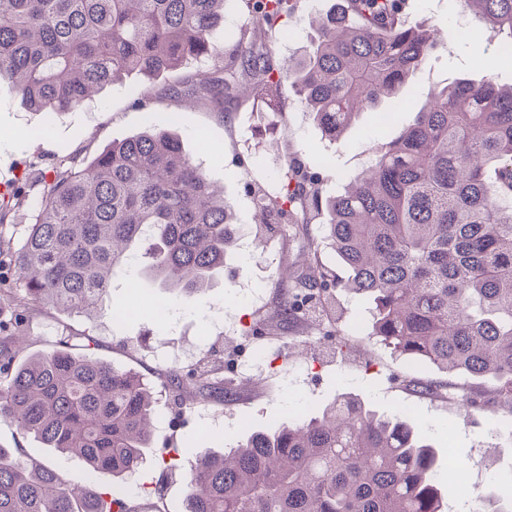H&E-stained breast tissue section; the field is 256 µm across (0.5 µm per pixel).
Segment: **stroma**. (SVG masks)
Here are the masks:
<instances>
[{
  "label": "stroma",
  "mask_w": 512,
  "mask_h": 512,
  "mask_svg": "<svg viewBox=\"0 0 512 512\" xmlns=\"http://www.w3.org/2000/svg\"><path fill=\"white\" fill-rule=\"evenodd\" d=\"M312 4L283 16L281 30L269 39L275 58L299 56L314 34ZM460 0H406L409 18H427L445 31H454L461 14ZM493 75L501 85H512V57L504 58L486 38H452L418 70L402 99L386 102L393 118L380 125L376 113L359 114L343 141L326 139L313 115L297 101L290 85H283L285 110L258 112L251 104L235 111L184 109L164 97L167 84L184 77L176 70L147 81L131 75L103 89L94 99L62 114L26 110L9 83H0V185L28 187L30 199L40 192L35 179L57 159L74 156L91 160L112 142L165 123L177 134L185 152L209 178L224 187V200L239 228L222 270L209 288L197 295L172 298L143 274L116 269L112 286L94 316L64 313L46 307L33 312L28 326L27 353L48 350L63 334L93 339L94 355L121 369L140 372L154 387L156 433L139 479L119 484L133 494L139 481L157 512H184L186 486L180 474L163 471L159 462L168 449H179L183 466L197 456L223 453L231 442L252 432L280 426L296 418L320 413L340 394L350 393L378 413L405 414L408 421L436 448L437 465L461 464L463 480L446 487L452 508L474 507L476 495L512 490V415L479 413L466 407L467 378L454 377L452 392L420 395L404 388L409 379L435 381L443 372L398 356L372 334L368 303L345 292L334 294L331 308L305 313L286 330L275 325V311L290 285L285 269L298 264L308 240L318 244L320 259L334 270L343 265L327 241L321 225L294 224L274 232L256 223L251 202L255 183L278 177L285 158L299 155L318 171L323 195L333 196L370 160L373 149L395 137L415 119L414 103L448 79H481ZM153 99L139 107L141 95ZM141 298L167 301L169 313L156 320L142 313L115 323V304ZM353 328L343 352H336L322 328L336 317ZM262 350L245 381H238L230 360L237 344ZM207 365L219 379L236 387L233 400L222 401L169 391L170 370L193 371ZM0 448L21 449L29 458L51 465L64 480L94 488L86 465L77 456L46 447L15 426L0 422Z\"/></svg>",
  "instance_id": "obj_1"
}]
</instances>
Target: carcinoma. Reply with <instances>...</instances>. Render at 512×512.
Masks as SVG:
<instances>
[{
	"mask_svg": "<svg viewBox=\"0 0 512 512\" xmlns=\"http://www.w3.org/2000/svg\"><path fill=\"white\" fill-rule=\"evenodd\" d=\"M246 22L219 44L224 0H0V81L31 112H66L124 75L154 77L207 61L164 96L230 112L251 101L279 111L284 81L322 132L341 137L361 112L397 97L437 46L402 0H340L319 11L304 54L277 61L269 35L287 0H245ZM487 29L512 40V0H464ZM273 196L254 197L261 224L325 221L348 271L339 278L308 247L309 273L280 306L351 291L374 306V330L399 354L473 380L466 403L512 413V85L458 77L432 89L414 123L375 151L343 191L289 156ZM24 190L0 199V224ZM235 241L223 188L177 135L153 129L112 143L90 163L64 160L44 184L14 254L27 302L0 321V422L85 461L99 496L50 466L0 448V512H151L112 479L146 461L155 430L151 387L65 336L24 360L27 314L51 306L88 313L113 271L136 267L178 293L199 292ZM174 387L210 395L205 371H171ZM185 512H448L436 450L402 417L351 393L318 416L259 431L187 471ZM472 512H512L488 491Z\"/></svg>",
	"mask_w": 512,
	"mask_h": 512,
	"instance_id": "cac0c4a2",
	"label": "carcinoma"
}]
</instances>
